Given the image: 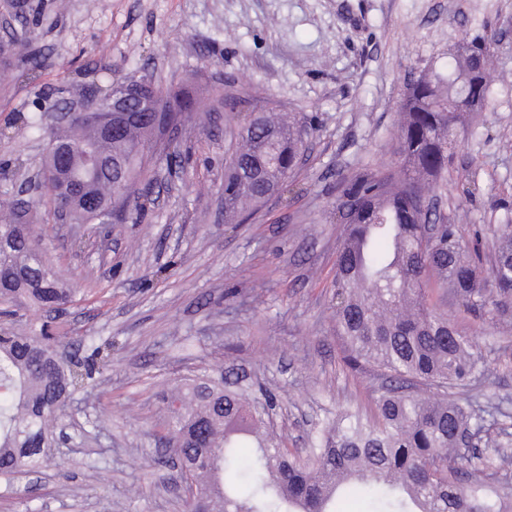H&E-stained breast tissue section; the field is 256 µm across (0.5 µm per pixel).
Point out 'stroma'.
I'll return each instance as SVG.
<instances>
[{"label":"stroma","instance_id":"35a3bbf8","mask_svg":"<svg viewBox=\"0 0 512 512\" xmlns=\"http://www.w3.org/2000/svg\"><path fill=\"white\" fill-rule=\"evenodd\" d=\"M12 34L47 58L33 72L0 60V201L40 177L51 137L31 115L64 108L60 85L108 88L143 76L192 92L206 124L178 132L172 156L149 157L138 220L98 234L57 223L36 194L34 230L78 293L55 315L69 355L97 346L92 394L64 418L71 445L30 475L0 476V512H182L155 435L166 400L207 370L234 369L280 397L274 429L308 448L336 403L372 412L373 367L342 371L333 280L343 239L336 182L363 170L399 173L397 124L407 84L445 72L460 40L495 38L480 111L456 130L432 195L467 252L489 255L492 228L512 224V0H40ZM237 95L216 112L207 91ZM305 126L308 148L280 195L240 224L224 221V166L253 112ZM490 367L472 390L512 416V329L476 333L466 309L440 303Z\"/></svg>","mask_w":512,"mask_h":512}]
</instances>
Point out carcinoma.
<instances>
[{
  "label": "carcinoma",
  "instance_id": "carcinoma-1",
  "mask_svg": "<svg viewBox=\"0 0 512 512\" xmlns=\"http://www.w3.org/2000/svg\"><path fill=\"white\" fill-rule=\"evenodd\" d=\"M29 70L46 66L23 44L1 43ZM459 82L422 77L400 103L398 141L402 175L363 170L338 182L346 207L344 239L336 259V331L344 367L369 364L386 383L372 391L375 412L336 405L305 452L283 446L265 409L277 396L254 388L243 374L231 381L204 375L178 389L180 405L164 438L176 457L163 466L190 479L200 512H338L342 492L359 483L376 503L373 512H512V456L473 451L460 455L484 429L509 427L489 406L462 397L484 372L486 359L448 314L430 302L428 288L451 292L479 324L512 322V225L497 232L490 257L468 259L457 226L422 207L430 181L446 169L463 114L448 115ZM202 119L195 99L170 98L153 87L147 120L106 137L99 126H64L54 142L72 150L73 171L89 156L108 164L93 179L102 197L112 180H124L116 204H141L135 187L148 153L165 148L163 125L181 116ZM224 174V222L240 223L247 208L266 200L268 186L282 188L306 150L305 131L258 112L239 129ZM34 200L9 201L0 215V304L24 312L15 327L0 325V475L36 473L49 461L61 403L85 388V376L59 361L63 337L35 320L71 302L75 289L38 248Z\"/></svg>",
  "mask_w": 512,
  "mask_h": 512
}]
</instances>
